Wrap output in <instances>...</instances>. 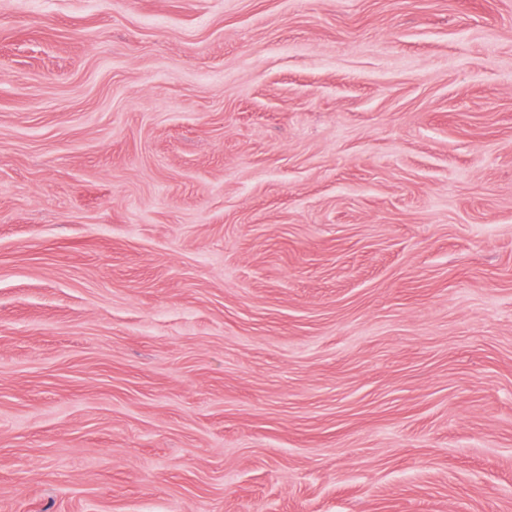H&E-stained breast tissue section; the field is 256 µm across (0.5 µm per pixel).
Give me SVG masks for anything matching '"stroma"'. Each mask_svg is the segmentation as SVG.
<instances>
[{"label":"stroma","instance_id":"obj_1","mask_svg":"<svg viewBox=\"0 0 512 512\" xmlns=\"http://www.w3.org/2000/svg\"><path fill=\"white\" fill-rule=\"evenodd\" d=\"M0 512H512V0H0Z\"/></svg>","mask_w":512,"mask_h":512}]
</instances>
